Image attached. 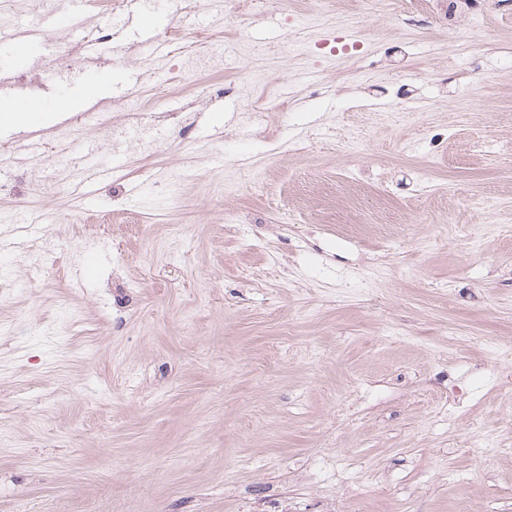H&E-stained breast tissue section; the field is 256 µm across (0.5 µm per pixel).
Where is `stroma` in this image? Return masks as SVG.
Returning <instances> with one entry per match:
<instances>
[{
  "mask_svg": "<svg viewBox=\"0 0 512 512\" xmlns=\"http://www.w3.org/2000/svg\"><path fill=\"white\" fill-rule=\"evenodd\" d=\"M146 2L86 0L112 38L58 25L0 90L112 73L44 113L42 157L0 111V214L61 246L0 302V512H512V5L171 0L156 59L124 25ZM89 148L121 163L83 195Z\"/></svg>",
  "mask_w": 512,
  "mask_h": 512,
  "instance_id": "1",
  "label": "stroma"
}]
</instances>
